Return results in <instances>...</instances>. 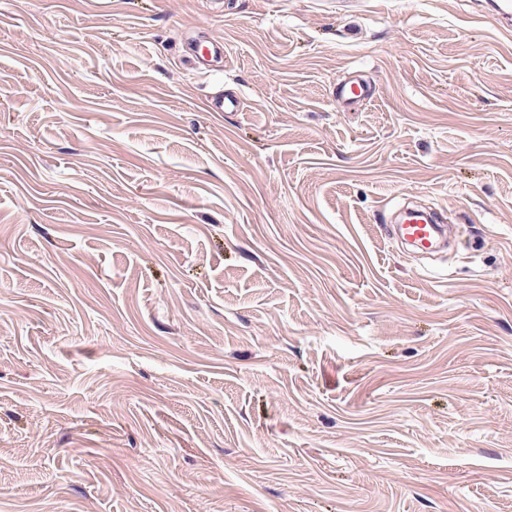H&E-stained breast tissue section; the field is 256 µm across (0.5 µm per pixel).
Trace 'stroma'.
I'll return each instance as SVG.
<instances>
[{"label": "stroma", "mask_w": 512, "mask_h": 512, "mask_svg": "<svg viewBox=\"0 0 512 512\" xmlns=\"http://www.w3.org/2000/svg\"><path fill=\"white\" fill-rule=\"evenodd\" d=\"M0 301V512H512V28L0 0ZM336 94L349 103L368 100L373 96L372 86L360 77L338 85ZM442 227L435 224V217L429 212L405 209L392 229L397 240L418 244L423 252L428 253L434 249Z\"/></svg>", "instance_id": "1"}]
</instances>
